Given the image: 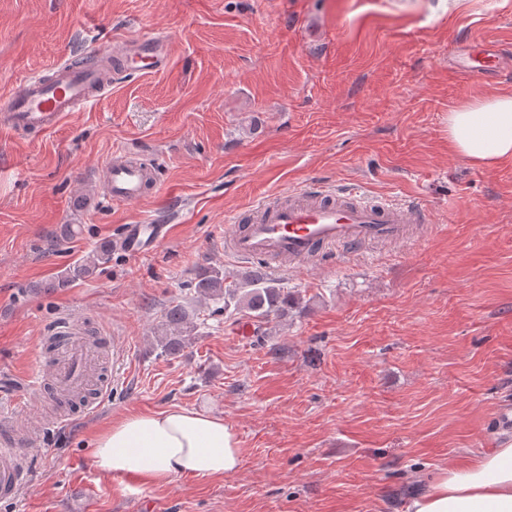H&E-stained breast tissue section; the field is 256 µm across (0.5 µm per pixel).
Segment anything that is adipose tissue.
Wrapping results in <instances>:
<instances>
[{
    "label": "adipose tissue",
    "instance_id": "obj_1",
    "mask_svg": "<svg viewBox=\"0 0 512 512\" xmlns=\"http://www.w3.org/2000/svg\"><path fill=\"white\" fill-rule=\"evenodd\" d=\"M448 146L471 162L512 160V93L463 102L448 113ZM94 463L103 473L154 484L217 478L241 464L240 441L223 418L187 409L131 414L104 430ZM406 512H512V437L492 452L441 469Z\"/></svg>",
    "mask_w": 512,
    "mask_h": 512
}]
</instances>
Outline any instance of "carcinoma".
I'll use <instances>...</instances> for the list:
<instances>
[{
  "label": "carcinoma",
  "instance_id": "carcinoma-1",
  "mask_svg": "<svg viewBox=\"0 0 512 512\" xmlns=\"http://www.w3.org/2000/svg\"><path fill=\"white\" fill-rule=\"evenodd\" d=\"M111 252L112 244L100 246L79 264L58 276L57 287L63 288L88 276L96 266L109 258ZM196 291L203 297L224 303L223 307L216 308L218 312L231 309L249 312L266 322L286 315L288 307L295 304V298L284 291L278 280L261 274L234 277L220 269L207 268L199 275ZM166 326L168 332L158 337V344L164 353L174 354L190 341L194 331L193 321L185 307L177 304L167 312Z\"/></svg>",
  "mask_w": 512,
  "mask_h": 512
}]
</instances>
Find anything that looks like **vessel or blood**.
Instances as JSON below:
<instances>
[{"label": "vessel or blood", "instance_id": "1", "mask_svg": "<svg viewBox=\"0 0 512 512\" xmlns=\"http://www.w3.org/2000/svg\"><path fill=\"white\" fill-rule=\"evenodd\" d=\"M169 64L165 41L154 34L122 43H109L92 52L83 66L56 65L53 82L33 76L0 98V132L25 129L47 131L94 98L111 76L161 72ZM106 198L115 205L141 199L157 185L155 171L128 151L113 152L102 164ZM422 204L366 201L356 188L345 192L299 189L272 194L238 214L224 234V250L240 262L267 269H298L332 251L359 254L368 243H392L404 236L409 224L426 223ZM168 235L164 224H126L114 239L123 252L151 254ZM24 405L0 407V496L15 497L28 480L22 465L24 439L13 429L14 416Z\"/></svg>", "mask_w": 512, "mask_h": 512}]
</instances>
